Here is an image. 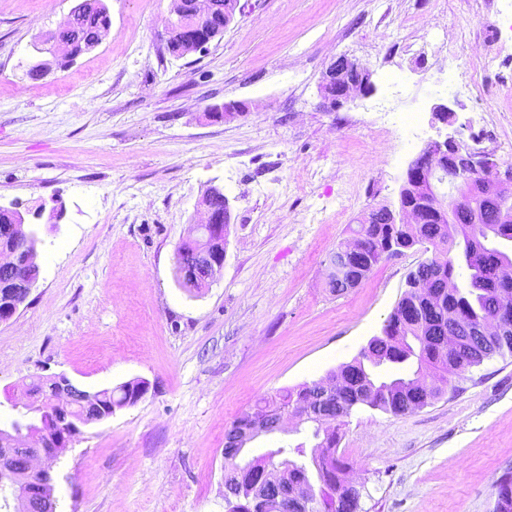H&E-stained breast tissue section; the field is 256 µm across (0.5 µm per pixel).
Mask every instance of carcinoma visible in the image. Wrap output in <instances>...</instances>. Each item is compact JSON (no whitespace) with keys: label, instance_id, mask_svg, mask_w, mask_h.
Returning <instances> with one entry per match:
<instances>
[{"label":"carcinoma","instance_id":"carcinoma-1","mask_svg":"<svg viewBox=\"0 0 512 512\" xmlns=\"http://www.w3.org/2000/svg\"><path fill=\"white\" fill-rule=\"evenodd\" d=\"M111 21L103 0H85L83 10L67 26L58 30L59 37L72 43L74 56H65L62 64L88 52L99 44L103 31ZM187 32H174L167 41V51L183 55ZM386 208H381L378 222L359 223L350 228V238L340 242L329 253L327 262L352 248L363 251L349 256L346 279L359 284L387 259L391 249L400 252L428 244L441 255L439 262H422L410 273L407 289L388 316L383 335L373 338L361 357L342 365L334 393L327 396L324 413L311 422V436L319 452L310 455L299 443L290 452L307 461L274 457L285 452L279 448L248 461L243 468L232 462L237 452L240 431L262 423L267 433L279 430L278 418L296 409L310 407L320 395L317 383L286 389L273 399H264L252 412L233 422L225 432L224 489L228 493V512H249L252 497L249 488L263 472L277 471L281 487L288 489L303 484L314 492L310 512H362V494L347 478L348 466L336 457L340 427L353 410L360 407L380 409L393 416L412 413L437 399L450 383L472 367L494 358L512 357V320L501 336L476 343L470 348H448L450 324L477 326L494 317L500 301L512 300V223L501 224L489 213L482 224H470L467 213L455 211L456 223H448L444 214L429 212L421 224H388ZM176 272L183 288L199 291L204 272L191 265H182L188 255L176 253ZM466 271L465 285L456 284L460 270ZM386 363L416 364L407 377L389 381L379 377L375 369ZM141 382L124 383L102 390V402L114 407L127 404ZM33 389L41 397L40 409H59L49 382H37ZM496 512H512V470L506 469L495 483Z\"/></svg>","mask_w":512,"mask_h":512}]
</instances>
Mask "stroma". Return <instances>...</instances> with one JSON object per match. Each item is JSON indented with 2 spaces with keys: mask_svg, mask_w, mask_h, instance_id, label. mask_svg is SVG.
I'll return each mask as SVG.
<instances>
[{
  "mask_svg": "<svg viewBox=\"0 0 512 512\" xmlns=\"http://www.w3.org/2000/svg\"><path fill=\"white\" fill-rule=\"evenodd\" d=\"M77 2L0 0V206L41 238L38 282L0 322V424L40 376L91 392L146 381L53 462L55 512H225L230 424L357 358L429 259L417 246L344 293L324 286L349 226L398 208L409 163L438 136L433 104L454 110L448 134L512 165V66L486 72L469 100L448 88L463 71L437 63L449 29L470 32L473 60L481 33L512 13L480 16L473 0H240L222 37L177 58L159 38L172 0H105L108 36L30 78L34 42ZM427 30L433 44L405 54ZM342 55L374 90L330 112L319 82ZM229 101L247 112L210 118ZM393 101L419 112L417 139L380 112ZM211 187L232 204L224 270L189 292L175 250ZM337 455L359 470L363 512H494L493 485L512 468V357L413 413L354 411Z\"/></svg>",
  "mask_w": 512,
  "mask_h": 512,
  "instance_id": "35a3bbf8",
  "label": "stroma"
}]
</instances>
